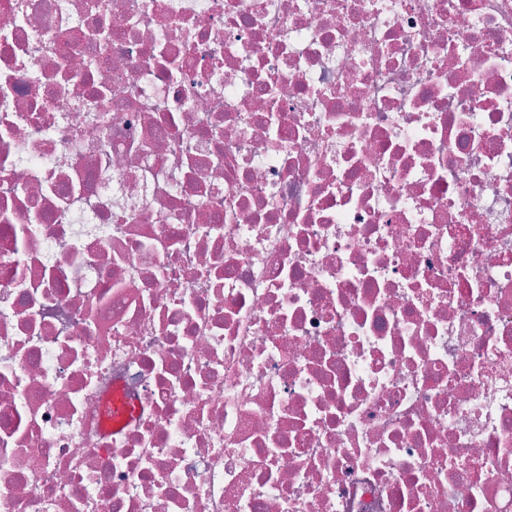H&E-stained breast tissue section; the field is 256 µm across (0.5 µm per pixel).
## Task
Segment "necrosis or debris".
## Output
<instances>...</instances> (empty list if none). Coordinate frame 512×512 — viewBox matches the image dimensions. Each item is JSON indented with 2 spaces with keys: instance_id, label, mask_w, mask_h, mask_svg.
Wrapping results in <instances>:
<instances>
[{
  "instance_id": "1",
  "label": "necrosis or debris",
  "mask_w": 512,
  "mask_h": 512,
  "mask_svg": "<svg viewBox=\"0 0 512 512\" xmlns=\"http://www.w3.org/2000/svg\"><path fill=\"white\" fill-rule=\"evenodd\" d=\"M0 512H512V0H0Z\"/></svg>"
}]
</instances>
